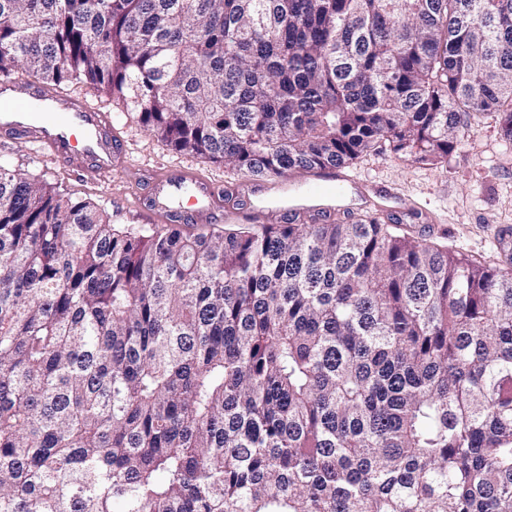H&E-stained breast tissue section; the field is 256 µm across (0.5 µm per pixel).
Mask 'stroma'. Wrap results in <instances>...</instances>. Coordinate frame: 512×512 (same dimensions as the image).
<instances>
[{"label":"stroma","mask_w":512,"mask_h":512,"mask_svg":"<svg viewBox=\"0 0 512 512\" xmlns=\"http://www.w3.org/2000/svg\"><path fill=\"white\" fill-rule=\"evenodd\" d=\"M60 91L83 98L111 118L120 147L118 164L109 172L80 168L35 149L20 136L1 132L0 164L68 188L113 224L154 223L148 198L157 176L166 172L189 170L213 182L218 191L231 193V200L209 217V227L218 230L287 223L288 206L280 200L284 189L300 193L320 180L315 172L292 175L286 183L268 179L263 192L251 193L253 178L194 152L171 150L141 126L136 113L96 86L66 84ZM345 172L359 185L348 206L353 219L371 215L384 223L393 217L410 236L489 264L504 263L496 231L512 227V140L504 137L498 116H477L447 161L417 163L381 148L360 157Z\"/></svg>","instance_id":"1"}]
</instances>
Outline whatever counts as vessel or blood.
Returning a JSON list of instances; mask_svg holds the SVG:
<instances>
[{
	"instance_id": "vessel-or-blood-1",
	"label": "vessel or blood",
	"mask_w": 512,
	"mask_h": 512,
	"mask_svg": "<svg viewBox=\"0 0 512 512\" xmlns=\"http://www.w3.org/2000/svg\"><path fill=\"white\" fill-rule=\"evenodd\" d=\"M0 129L19 134L35 147L65 156L77 165L87 164L100 171L111 170L116 156L108 115L75 98L53 95L36 85L0 83ZM186 199L205 211L215 210L219 205L213 183L192 172L156 180V212L170 213L174 203Z\"/></svg>"
}]
</instances>
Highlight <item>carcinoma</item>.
<instances>
[{
  "instance_id": "cac0c4a2",
  "label": "carcinoma",
  "mask_w": 512,
  "mask_h": 512,
  "mask_svg": "<svg viewBox=\"0 0 512 512\" xmlns=\"http://www.w3.org/2000/svg\"><path fill=\"white\" fill-rule=\"evenodd\" d=\"M252 177L512 140V0H0ZM0 512H512V269L396 224L118 228L0 165Z\"/></svg>"
}]
</instances>
